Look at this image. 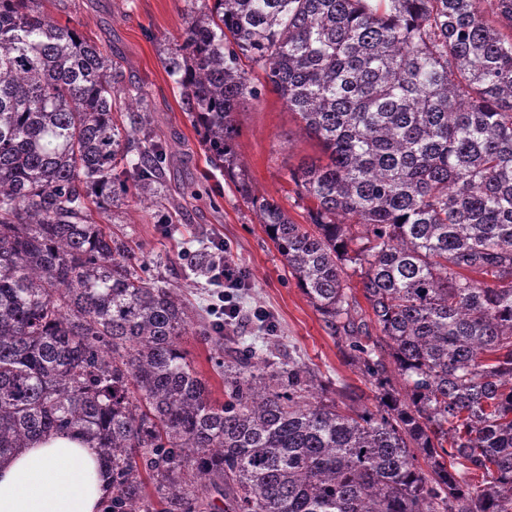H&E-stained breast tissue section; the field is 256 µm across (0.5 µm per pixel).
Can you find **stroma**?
Masks as SVG:
<instances>
[{
    "instance_id": "stroma-1",
    "label": "stroma",
    "mask_w": 512,
    "mask_h": 512,
    "mask_svg": "<svg viewBox=\"0 0 512 512\" xmlns=\"http://www.w3.org/2000/svg\"><path fill=\"white\" fill-rule=\"evenodd\" d=\"M206 2L43 0L45 11L70 21L100 47L120 68L125 86L143 92L152 133L171 148L165 173L171 201L167 210L144 208L131 194L97 220L128 242L159 285L181 289L196 331L212 319V289L205 272H193L192 267L208 261L214 242H224L229 258L249 274L250 287L240 297L242 309L265 311L277 326L281 349L323 377L350 385L361 404L375 406L374 392L325 330L232 177L210 165L161 62L164 49L181 41L190 8ZM237 125V163L253 190L278 203L295 223H306V203L298 198L290 175L319 157L316 142L302 135L296 116L269 87L260 99L241 107ZM165 213L171 223H162ZM196 331L183 337L182 347L195 371L207 380L213 399L223 401L224 379L213 368L212 347Z\"/></svg>"
}]
</instances>
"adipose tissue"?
Wrapping results in <instances>:
<instances>
[{"label": "adipose tissue", "mask_w": 512, "mask_h": 512, "mask_svg": "<svg viewBox=\"0 0 512 512\" xmlns=\"http://www.w3.org/2000/svg\"><path fill=\"white\" fill-rule=\"evenodd\" d=\"M107 493L101 461L72 434L34 440L0 466V512H100Z\"/></svg>", "instance_id": "1"}]
</instances>
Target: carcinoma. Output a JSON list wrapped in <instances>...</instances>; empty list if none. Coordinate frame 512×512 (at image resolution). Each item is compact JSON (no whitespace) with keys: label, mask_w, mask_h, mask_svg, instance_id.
Wrapping results in <instances>:
<instances>
[{"label":"carcinoma","mask_w":512,"mask_h":512,"mask_svg":"<svg viewBox=\"0 0 512 512\" xmlns=\"http://www.w3.org/2000/svg\"><path fill=\"white\" fill-rule=\"evenodd\" d=\"M165 66L215 167L253 66L318 141L292 173L309 223L238 188L377 405L264 320L262 362L200 332L211 401L183 299L94 219L130 180L161 202L167 146L112 120L139 90L40 0H0V463L77 434L103 512H512V0H213ZM182 347L195 371L208 381L212 398L217 402H224V377L214 370L210 361V343L204 340V336H196L190 331L189 335L182 337Z\"/></svg>","instance_id":"carcinoma-1"}]
</instances>
